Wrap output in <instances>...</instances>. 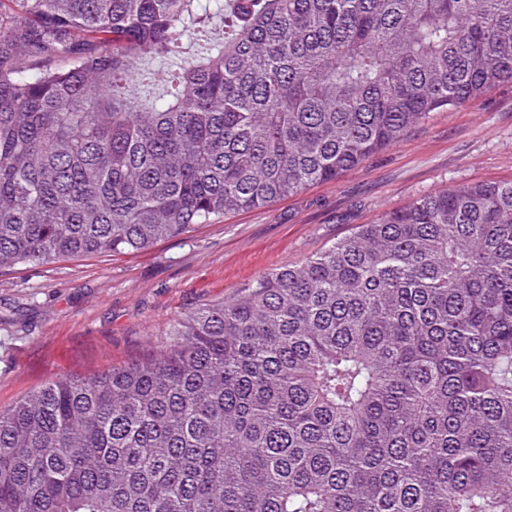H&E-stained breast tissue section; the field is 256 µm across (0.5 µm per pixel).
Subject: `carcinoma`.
<instances>
[{"mask_svg": "<svg viewBox=\"0 0 512 512\" xmlns=\"http://www.w3.org/2000/svg\"><path fill=\"white\" fill-rule=\"evenodd\" d=\"M509 81L512 0H0V272L298 194ZM0 512H512V181L0 410Z\"/></svg>", "mask_w": 512, "mask_h": 512, "instance_id": "1", "label": "carcinoma"}]
</instances>
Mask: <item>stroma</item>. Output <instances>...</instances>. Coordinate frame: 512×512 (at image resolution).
Listing matches in <instances>:
<instances>
[{
	"label": "stroma",
	"instance_id": "stroma-1",
	"mask_svg": "<svg viewBox=\"0 0 512 512\" xmlns=\"http://www.w3.org/2000/svg\"><path fill=\"white\" fill-rule=\"evenodd\" d=\"M512 181V83L435 112L337 179L149 249L0 273V408L47 383L145 358L202 305L300 266L359 224L451 185Z\"/></svg>",
	"mask_w": 512,
	"mask_h": 512
}]
</instances>
